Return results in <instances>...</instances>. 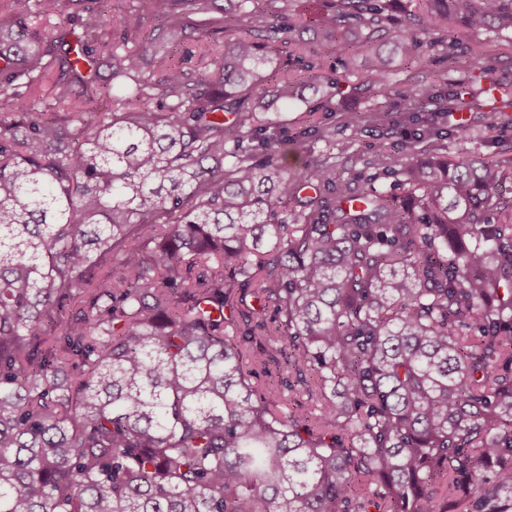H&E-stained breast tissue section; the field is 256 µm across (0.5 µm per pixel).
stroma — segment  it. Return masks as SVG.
Returning <instances> with one entry per match:
<instances>
[{
  "mask_svg": "<svg viewBox=\"0 0 512 512\" xmlns=\"http://www.w3.org/2000/svg\"><path fill=\"white\" fill-rule=\"evenodd\" d=\"M469 53L464 58L465 66L474 74L491 69L493 78L512 83V35L497 38L483 32L468 36ZM361 80L360 73L342 78L332 109L320 113L323 126L328 127L329 139L317 134H303L301 118L304 112L319 102L320 95L314 87L305 86L298 100L289 104L271 102L270 107L281 127L283 138L288 141L286 163L289 169L299 170L314 161L335 166L342 176L352 177L367 174V161L380 148L401 151L414 130L431 128L430 136L421 140L424 148L441 146L445 154L455 155L460 150L478 151L496 157L512 156V128L506 126L503 113L490 109L485 93H478L477 110L456 112L450 115L425 114L419 121L412 120L410 113L401 111L399 93H392L389 107L393 110V124H368L360 129L347 126V113L367 109L375 104L372 94L354 91V84Z\"/></svg>",
  "mask_w": 512,
  "mask_h": 512,
  "instance_id": "35a3bbf8",
  "label": "stroma"
}]
</instances>
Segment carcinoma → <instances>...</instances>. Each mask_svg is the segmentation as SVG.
<instances>
[{"instance_id": "obj_1", "label": "carcinoma", "mask_w": 512, "mask_h": 512, "mask_svg": "<svg viewBox=\"0 0 512 512\" xmlns=\"http://www.w3.org/2000/svg\"><path fill=\"white\" fill-rule=\"evenodd\" d=\"M111 2L36 0L43 41L0 0V512H512V161L411 146L361 186L257 116L361 48L385 98L384 47L452 66L448 17L512 33V0ZM32 10L34 12L29 24L32 29L39 31L42 38H48L51 36L57 26H63L69 19L67 11H63L56 15L44 16L37 13V8L35 6L32 7Z\"/></svg>"}]
</instances>
